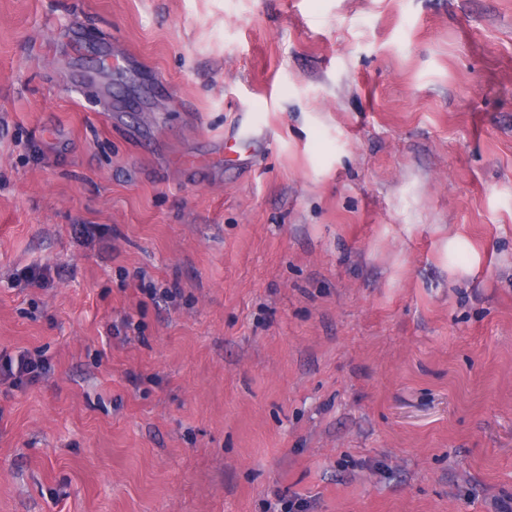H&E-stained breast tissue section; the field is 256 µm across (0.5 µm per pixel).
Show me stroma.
<instances>
[{
	"label": "stroma",
	"mask_w": 512,
	"mask_h": 512,
	"mask_svg": "<svg viewBox=\"0 0 512 512\" xmlns=\"http://www.w3.org/2000/svg\"><path fill=\"white\" fill-rule=\"evenodd\" d=\"M20 349L0 512L512 507V0H0ZM47 370L45 362L32 358L28 351H21L16 357H0V383L10 382L12 385L22 383L25 378L33 382L42 378Z\"/></svg>",
	"instance_id": "35a3bbf8"
}]
</instances>
